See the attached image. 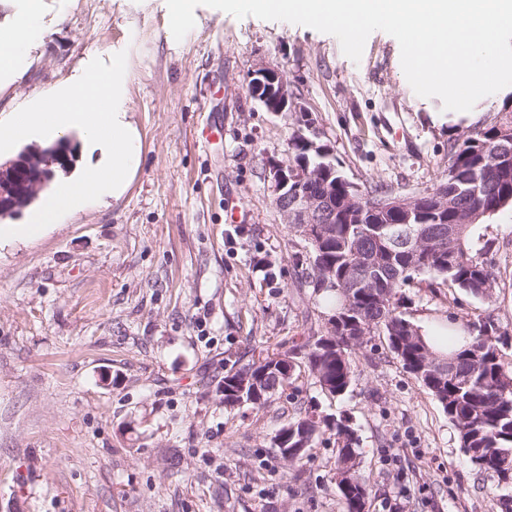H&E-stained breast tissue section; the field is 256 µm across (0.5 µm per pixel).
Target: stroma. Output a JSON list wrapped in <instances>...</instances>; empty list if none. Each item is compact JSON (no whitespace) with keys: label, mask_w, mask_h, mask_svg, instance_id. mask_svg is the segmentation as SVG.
<instances>
[{"label":"stroma","mask_w":512,"mask_h":512,"mask_svg":"<svg viewBox=\"0 0 512 512\" xmlns=\"http://www.w3.org/2000/svg\"><path fill=\"white\" fill-rule=\"evenodd\" d=\"M194 14L178 42L166 0H0V43L16 16L43 33L11 61L22 77L0 80V111L123 50L142 146L122 196L0 248V512H343L333 442L302 460L299 483L272 445L309 403L356 430L369 512H498L496 479L385 336L353 351L357 379L339 397L302 376L266 409L230 411L217 383L225 364L322 327L326 301L296 285L298 239L269 169L290 157L294 129L308 124L362 190L415 196L447 176L449 142L512 104V86L446 111L415 94L385 32L355 62L306 26ZM260 68L284 75L299 111L250 96ZM477 231L492 299L421 277L404 289L406 316L429 336L493 320L512 369V209Z\"/></svg>","instance_id":"stroma-1"}]
</instances>
